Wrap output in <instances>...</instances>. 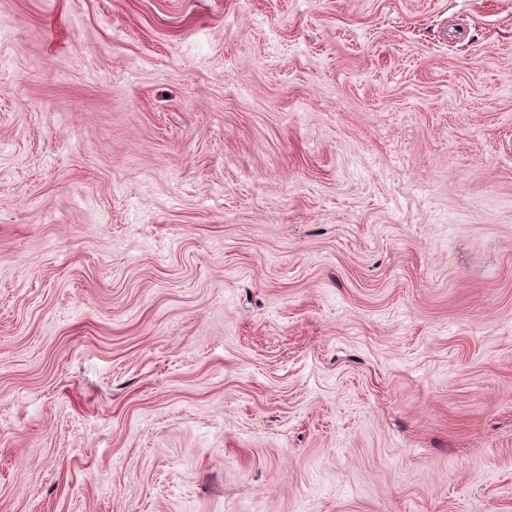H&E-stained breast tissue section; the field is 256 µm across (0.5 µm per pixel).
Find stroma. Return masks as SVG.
Instances as JSON below:
<instances>
[{
	"instance_id": "35a3bbf8",
	"label": "stroma",
	"mask_w": 512,
	"mask_h": 512,
	"mask_svg": "<svg viewBox=\"0 0 512 512\" xmlns=\"http://www.w3.org/2000/svg\"><path fill=\"white\" fill-rule=\"evenodd\" d=\"M0 512H512V0H0Z\"/></svg>"
}]
</instances>
